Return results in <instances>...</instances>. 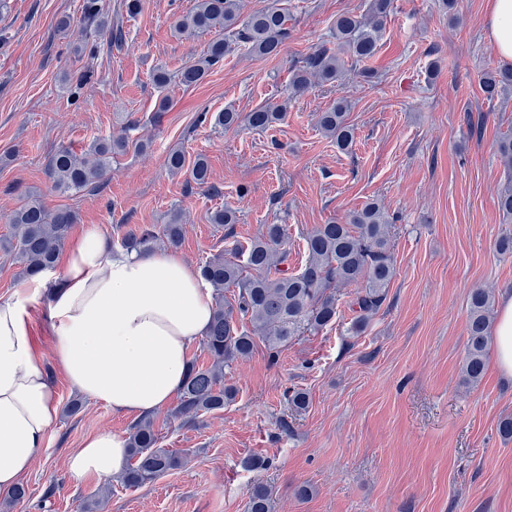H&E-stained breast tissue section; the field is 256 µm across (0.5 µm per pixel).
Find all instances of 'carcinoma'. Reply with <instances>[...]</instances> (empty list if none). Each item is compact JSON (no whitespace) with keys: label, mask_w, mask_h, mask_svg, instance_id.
<instances>
[{"label":"carcinoma","mask_w":512,"mask_h":512,"mask_svg":"<svg viewBox=\"0 0 512 512\" xmlns=\"http://www.w3.org/2000/svg\"><path fill=\"white\" fill-rule=\"evenodd\" d=\"M393 0H371L368 18L352 14L336 18L333 38L336 49L321 46L298 60L290 71L289 87L296 92L312 82L339 80L346 67L342 54L355 61L374 56L383 24L392 10ZM240 0H195L192 9L176 18L174 30L180 34L216 33L206 51L186 64L178 74L185 87L201 82L222 65L224 56L235 44H242L261 58H275L290 37L285 11L271 2L240 19ZM81 21L94 36H107L109 42L125 43L120 26H112L101 0H83ZM512 87V65H503L483 74L480 88L487 98ZM348 106L338 100L321 113L317 125L340 150L349 148L352 128L347 123ZM286 106L261 107L246 116L231 108L217 113L213 127L230 128L240 124L250 130L266 131L284 119ZM148 142L130 139L121 131L108 138L92 140L81 153L67 146L57 148L48 158L47 169L55 188L83 191L95 187L110 171L112 159L130 151L142 152ZM190 180L205 186L209 167L200 156L189 171ZM499 214L512 222V177L505 179L496 196ZM76 216L69 209L47 211L35 198L25 201L9 216L11 233L6 252L22 266L25 277L55 268ZM391 220L378 201L367 203L348 214L342 222L315 227L305 237L307 259L295 273H284L279 265L286 225L266 224L259 236L247 244L233 242L230 249L208 259L200 274L215 294V310L209 331L203 338V350L210 358L206 367L192 366L180 393L175 414L191 420L224 409L233 400L235 390L224 384V370L248 357L262 343L268 356L276 360L282 351L306 332L320 331L335 323L338 313L336 288L358 286L352 306L357 316L350 332L361 335L370 318L387 300V288L395 275L391 252ZM184 233L179 216L164 225L162 232L144 227L125 234L118 246L149 253L160 244L175 245ZM233 289L229 296L224 290ZM493 304L488 291L473 288L469 293L467 346L462 370L470 382L480 381L485 373L489 328ZM153 421L143 418L130 427V456L121 476L123 487H143L166 472L182 467L188 453L157 447ZM248 512H272L271 493L261 484L248 488Z\"/></svg>","instance_id":"carcinoma-1"}]
</instances>
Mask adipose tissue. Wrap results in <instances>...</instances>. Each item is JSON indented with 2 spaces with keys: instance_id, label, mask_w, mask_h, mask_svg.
<instances>
[{
  "instance_id": "ef3b65f1",
  "label": "adipose tissue",
  "mask_w": 512,
  "mask_h": 512,
  "mask_svg": "<svg viewBox=\"0 0 512 512\" xmlns=\"http://www.w3.org/2000/svg\"><path fill=\"white\" fill-rule=\"evenodd\" d=\"M489 38L512 59V0H492ZM46 303L52 357L78 392L112 410L146 416L181 392L192 346L206 336L214 290L178 251H113L96 225L83 227L60 268L0 298V489L19 486L45 453L59 419L53 383L30 338L29 311ZM497 369L512 376V292L494 327ZM127 441L104 430L68 458L75 480L120 474Z\"/></svg>"
}]
</instances>
